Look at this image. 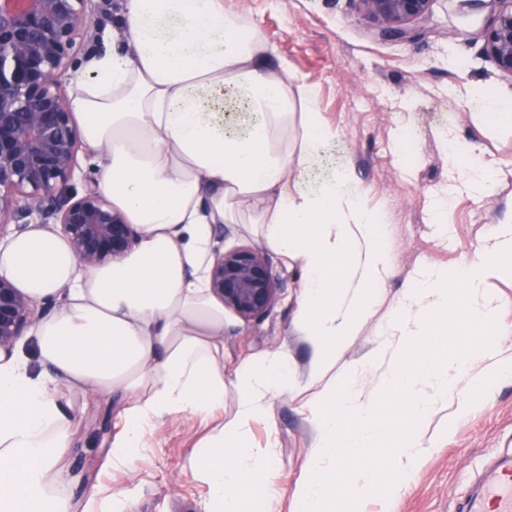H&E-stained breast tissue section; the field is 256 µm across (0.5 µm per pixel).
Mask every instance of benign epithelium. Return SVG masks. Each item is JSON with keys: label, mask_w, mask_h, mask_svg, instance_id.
Segmentation results:
<instances>
[{"label": "benign epithelium", "mask_w": 512, "mask_h": 512, "mask_svg": "<svg viewBox=\"0 0 512 512\" xmlns=\"http://www.w3.org/2000/svg\"><path fill=\"white\" fill-rule=\"evenodd\" d=\"M90 0H0V229L52 224L79 262L93 268L124 256L139 229L114 210L87 177L83 194L69 184L84 142L61 77L77 44L94 42ZM382 40L426 32L434 0H351ZM461 10L490 9L482 52L512 77V0H457ZM210 290L245 321L262 320L277 297L264 256L252 249L214 252ZM42 319L35 301L0 276V357Z\"/></svg>", "instance_id": "obj_1"}]
</instances>
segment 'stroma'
Masks as SVG:
<instances>
[{
	"mask_svg": "<svg viewBox=\"0 0 512 512\" xmlns=\"http://www.w3.org/2000/svg\"><path fill=\"white\" fill-rule=\"evenodd\" d=\"M225 10L254 21L274 60L285 62L292 81L317 93L322 122L337 132L336 161L349 164L363 204L385 219L384 245L391 258L385 291L373 316L340 362L358 361L375 336L392 325L409 278L433 265L455 269L473 249L512 221V173L491 195L459 189L441 132L480 145L484 160H512V124L484 123L479 96L512 97V78L482 53L479 33L488 15L461 14L451 0H435L428 31L407 41L378 40L350 0H224ZM482 93V94H483ZM216 247L262 252L280 288L267 316L244 322L224 313V408L203 419L188 413L158 422L147 446L132 461L111 462L112 439L122 426L123 393L95 396L82 387L61 388L72 417L70 446L60 464V488L72 512H84L89 491L103 504L121 498L126 512H211L209 488L195 471L209 434L236 411L234 385L240 364L288 348L296 373L306 376L312 349L292 328L302 290L289 266L247 225L228 224ZM487 294L500 299L498 324L489 334L512 354V276L489 278ZM386 363L347 379L350 392L375 395L389 438L405 428L385 387ZM312 387L272 397L271 416L251 425L246 438L257 454L272 453L277 480L266 489L269 512H292L294 489L313 453L315 430L301 405ZM422 432L439 438L402 491L397 512H457L476 476L495 457L512 453V376L491 381L489 394L469 414L454 419V395L431 390Z\"/></svg>",
	"mask_w": 512,
	"mask_h": 512,
	"instance_id": "obj_1",
	"label": "stroma"
}]
</instances>
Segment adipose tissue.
<instances>
[{
    "instance_id": "ef3b65f1",
    "label": "adipose tissue",
    "mask_w": 512,
    "mask_h": 512,
    "mask_svg": "<svg viewBox=\"0 0 512 512\" xmlns=\"http://www.w3.org/2000/svg\"><path fill=\"white\" fill-rule=\"evenodd\" d=\"M81 134L100 159L97 186L139 245L93 269L79 265L67 241L34 228L0 246V275L54 309L37 326L44 373L19 358L0 362V512H69L58 463L71 421L58 385L130 400L124 428L112 441L123 463L147 432L176 413L210 414L224 405V308L209 288L214 230L250 224L279 255L299 266L303 290L292 320L312 347L306 378L291 370L287 349L242 366L234 418L201 450L198 476L212 492L213 512H267L261 487L276 473L271 455H256L243 437L267 414L273 394L302 380L324 382L306 406L316 432L306 475L294 491L295 512H350V500L385 486L384 512L431 446L424 434L398 438L382 464H358L357 449L377 445L376 406L339 392L332 374L347 341L371 317L377 283L390 269L378 214L338 184L304 190L292 169L323 157L336 132L317 111L316 92L291 89L288 69L271 61L256 25L224 11V0H123L112 46L91 56L69 99ZM512 271V229L480 246L475 259L448 272L421 269L410 280L401 322L414 351L400 354L389 378L400 390L407 423L426 419L425 384L438 380L457 394L456 416L500 374L508 360L485 343L481 369L469 358L427 355L441 339L450 290L472 295L466 321L488 326L498 301L484 282ZM349 486L336 496L337 484Z\"/></svg>"
}]
</instances>
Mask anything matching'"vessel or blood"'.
Returning <instances> with one entry per match:
<instances>
[{"label": "vessel or blood", "instance_id": "1", "mask_svg": "<svg viewBox=\"0 0 512 512\" xmlns=\"http://www.w3.org/2000/svg\"><path fill=\"white\" fill-rule=\"evenodd\" d=\"M459 512H512V455L495 459L477 478Z\"/></svg>", "mask_w": 512, "mask_h": 512}]
</instances>
